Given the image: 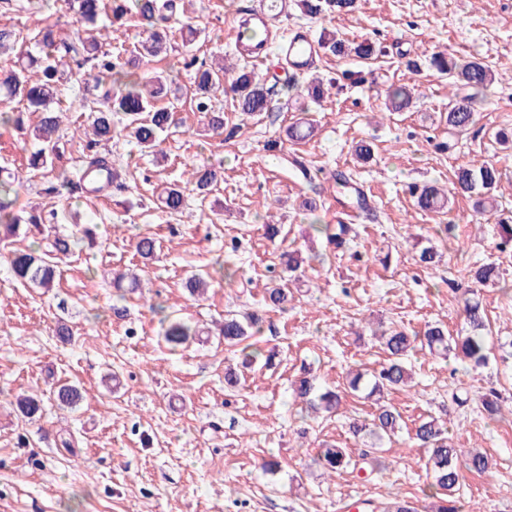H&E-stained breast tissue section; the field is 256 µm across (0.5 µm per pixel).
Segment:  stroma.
I'll return each mask as SVG.
<instances>
[{"label":"stroma","instance_id":"1","mask_svg":"<svg viewBox=\"0 0 512 512\" xmlns=\"http://www.w3.org/2000/svg\"><path fill=\"white\" fill-rule=\"evenodd\" d=\"M245 0H191L189 15L200 33L191 54L224 56L241 63L235 45L236 9ZM71 32L75 16L66 0H47L44 14L21 9V0H0V27H40L44 18ZM283 28L322 29L341 38L379 39L383 56L356 61L322 55L317 71L338 83L321 104L310 105L287 88L289 72L279 56L258 66L269 79L272 109L251 118L216 94L215 110L227 126H238L230 143L219 135L200 136L203 116L189 105L191 71L176 57H157L139 70L142 77L166 76L176 129L162 144L163 158L141 153L120 134L99 145L125 186L103 196L77 191L50 194L56 170L77 171L87 152L91 118L75 102L95 98L93 83L66 76L57 97L70 109L62 120L61 151L52 168L28 167V136L0 127V167L21 172L18 209L50 214L44 235L18 233L0 241V512H356L399 497L427 512L431 500L426 455L412 439L419 418L447 422L456 447L487 453L489 473H465L461 492L477 512H512V359L501 360L499 344L512 338V251L500 252L499 222L512 216V0H355L351 11L318 20L292 7ZM474 55L494 71L488 99L467 132L448 128V103L465 88L429 66L433 52ZM418 70H409L407 60ZM416 90L408 108L387 111L386 90L394 84ZM313 123V135L289 141L297 120ZM373 146L362 164L359 142ZM305 162L300 173L293 159ZM492 163L501 178L496 207L475 214L468 198L451 199L446 213L419 210L411 189L435 183L451 188L459 166ZM220 171L206 197L187 195L181 212L157 207L162 185L187 180L191 165ZM349 174L367 191L374 221H356L352 241L334 250L310 223L336 221L347 198L334 181ZM315 200L316 213L303 203ZM97 224L94 241L78 243L61 263L53 288L16 282L7 255L15 249L46 248L50 238H73L88 220ZM452 223L442 235L438 225ZM281 235L269 239L266 224ZM155 238L154 259L137 255V236ZM435 247L439 263L420 267L418 251ZM292 251L296 271L281 267L279 255ZM495 263L496 283L479 287L491 331L490 362L473 371L456 358L424 351L414 354L411 388L391 394L405 424L380 445L353 438L350 419H369L371 400L346 393L337 413L319 416L295 402L293 388L311 374L316 388L342 386L349 369L377 371L385 359L378 327L419 332L441 323L450 334L466 333L460 294L449 281L467 283L475 261ZM135 270L137 291L126 293L124 313L115 316L113 271ZM212 276L204 297L191 296L186 281ZM293 293L287 310L265 307L263 293L272 275ZM255 312L262 330L251 339L258 356L241 366L239 348L216 334L227 312ZM177 315L206 330L187 348L170 350L160 337V320ZM69 341H62L61 328ZM242 369L236 387L224 382L226 368ZM75 383L83 399L58 407L48 393ZM496 390L502 414L492 421L479 398ZM470 402L453 404L456 393ZM45 395L40 418L16 409L21 394ZM70 447H62V439ZM339 443L354 457L377 458L379 470L323 473L313 458L323 442ZM280 467L269 473L264 458Z\"/></svg>","mask_w":512,"mask_h":512}]
</instances>
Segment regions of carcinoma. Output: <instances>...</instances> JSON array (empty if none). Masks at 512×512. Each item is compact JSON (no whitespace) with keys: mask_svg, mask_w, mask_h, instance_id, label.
Here are the masks:
<instances>
[{"mask_svg":"<svg viewBox=\"0 0 512 512\" xmlns=\"http://www.w3.org/2000/svg\"><path fill=\"white\" fill-rule=\"evenodd\" d=\"M181 0H69L78 26L76 36L70 39L57 34L56 24L47 22L30 36L22 30L0 29V54H9L19 48L17 60L9 68H0V126H11L26 130L24 112L40 113L39 124L32 129V135L39 148L31 154L30 165L45 168L53 163L61 139V120L52 108L57 96V84L61 79L59 65L68 59L78 65L85 64L90 69L105 73L111 78L112 91L105 92L93 100H85L82 108L93 114L92 135L89 151L83 160L81 172L105 169L110 164L108 158L94 150L101 141H109L116 133L112 116L122 115L126 124L123 130L133 136L137 143L151 152L164 141L163 135L173 123L170 107H157L159 99L168 95L167 83L160 76L149 82L135 79L137 70L144 59L166 54L172 50L171 41L180 35L190 43L197 35V25L190 19L179 20L177 10ZM305 15L320 18L335 12L349 11L354 0H301ZM108 18L112 24H125L134 19L143 27L145 38L127 56L112 52L108 48V34L99 21ZM319 46L325 51L340 57L353 56L367 60L377 55L376 45L365 39L348 42L336 36L333 31L322 30ZM431 67L441 75L458 83L470 94L448 105V128L463 133L476 123L478 102L486 95L493 84L491 68L479 58L470 56L456 58L440 51L431 56ZM234 67H216L208 60H202L195 68L192 102L195 111L205 114L208 129L213 132L224 130V113L213 109L212 95L219 88L231 96L237 107L245 115H255L271 110L270 89L252 71L237 70L232 78L227 74ZM332 80L312 77L303 82L300 95L318 104L325 98ZM391 109L400 111L412 99V90L406 85L393 87L386 92ZM192 191L204 196L209 188L217 183V172L208 167L192 170ZM19 178L8 174L0 179V237L7 239L15 235L22 224H40L42 218L36 214L29 216L15 209ZM499 176L496 167L490 163L475 169L467 166L457 168L454 173L455 193L467 196L473 201L477 214L487 211L492 201V191L497 188ZM186 188L171 184L167 186L158 201L164 211L171 214L183 209ZM416 205L422 211L442 213L448 206V194L435 184H426L414 191ZM315 229L324 233L328 243L340 247L342 236L348 226L339 224L333 228L329 224H318ZM62 255L70 252L68 240L57 237L51 250L40 254L14 251L8 256V263L15 280L23 285L37 288H50L57 276V262L50 251ZM499 277L496 264L487 263L477 267L472 278L485 285ZM292 300L291 291L284 285L276 284L266 289L265 301L274 307L283 308ZM464 313L470 331L464 336H450L448 330L439 325H429L421 333H409L394 328L381 336L385 362L380 369L370 375L358 369L346 373V385L353 392L365 393V398L374 401L375 412L369 422L353 420L348 431L355 437H369L377 442L390 437L402 428L401 413L385 400V395L409 386L411 375L406 359L416 345L428 349L433 355L448 357L453 354L479 368L488 362L487 333L488 323L485 307L478 298L465 302ZM262 317L254 313L224 316L219 327V335L224 342L236 345L251 332L259 331ZM199 332L190 323L171 318L163 325L164 341L173 349L192 343ZM296 396L305 403L306 409L316 412H336L342 402L341 391L326 389L320 393L307 377L299 380L295 387ZM58 405L73 408L81 399L79 389L67 382L57 385L52 391ZM20 414L35 419L43 412V400L36 394L17 399ZM449 428L437 419L428 417L419 420L414 428L418 446L428 453L427 470L434 489L431 512H463L460 495L461 471L484 474L491 463L482 452L467 453L449 444ZM314 464L329 473L339 474L353 465L349 449L337 444H325L318 449Z\"/></svg>","mask_w":512,"mask_h":512,"instance_id":"cac0c4a2","label":"carcinoma"}]
</instances>
